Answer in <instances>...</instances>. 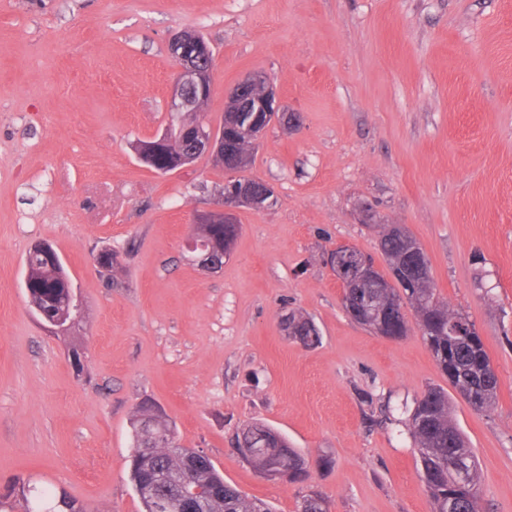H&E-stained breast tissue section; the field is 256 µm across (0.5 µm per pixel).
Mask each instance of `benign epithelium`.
<instances>
[{
	"label": "benign epithelium",
	"mask_w": 512,
	"mask_h": 512,
	"mask_svg": "<svg viewBox=\"0 0 512 512\" xmlns=\"http://www.w3.org/2000/svg\"><path fill=\"white\" fill-rule=\"evenodd\" d=\"M211 51L210 43L196 35L188 38L179 33L169 41V53L176 65V75L167 103L171 122L161 135L150 141L138 156L148 166L157 167V156L167 151L176 139L190 140V148L159 169L161 173L179 170L195 161L204 153L217 158H227V140L224 127L216 128L205 121H196L190 125L183 124V116L189 112L200 111V105L213 94L212 69L206 64ZM224 109L240 113L243 131L253 139H259L269 124L282 117L285 124L290 123L284 114L274 86L266 76L254 73L241 80L229 93L224 102ZM249 158L240 155L234 165L225 168L230 178L224 184V193L216 208L198 216L197 221L208 224H233L235 211L240 207L264 208L274 199V190L257 193L253 190L245 170ZM186 248L200 256L203 265L209 269L221 267V260L207 245L190 235ZM327 261L340 282L343 293L357 288L375 278L378 268L371 263L356 247L339 244L331 249Z\"/></svg>",
	"instance_id": "7a95c632"
}]
</instances>
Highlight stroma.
<instances>
[{"instance_id": "obj_1", "label": "stroma", "mask_w": 512, "mask_h": 512, "mask_svg": "<svg viewBox=\"0 0 512 512\" xmlns=\"http://www.w3.org/2000/svg\"><path fill=\"white\" fill-rule=\"evenodd\" d=\"M181 31L214 49L212 126L254 72L298 124L260 139L247 174L275 198L237 211L218 270L185 237L224 168L205 153L160 174L135 153L168 124ZM362 202L406 227L440 299L479 331L497 400L453 398L452 416L484 512H512V0H0V495L31 481L87 512H142L129 430L151 401L273 512H299L311 489L329 512H432L406 421L448 379L418 327L391 340L355 322L325 262L349 244L386 270ZM38 243L84 307L64 330L24 293ZM106 248L110 272L94 262ZM290 312L318 342L285 336ZM255 421L312 460L308 481L238 458L231 441Z\"/></svg>"}]
</instances>
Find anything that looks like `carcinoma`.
<instances>
[{
	"instance_id": "obj_1",
	"label": "carcinoma",
	"mask_w": 512,
	"mask_h": 512,
	"mask_svg": "<svg viewBox=\"0 0 512 512\" xmlns=\"http://www.w3.org/2000/svg\"><path fill=\"white\" fill-rule=\"evenodd\" d=\"M238 230L237 224H197L194 227L196 235L211 243L217 254L224 251V242L233 240ZM380 250L390 272H395L398 264H406L405 278L390 283L379 276V281L359 289L346 311L359 323L367 316L375 318L382 335L398 339L409 331L408 321L393 315L395 298L404 297L415 311L424 341L459 397L477 411L492 408L499 378L482 338H448V324L466 315L448 309L436 295L423 249L404 228L385 224ZM25 267L31 301L45 317L67 323L72 283L61 257L49 261L30 251ZM153 409L154 406L143 403L131 419L129 476L144 512H156L159 506L179 508L178 494L184 482L202 488L203 512H272L265 502L250 499L224 482V476L209 457L180 446L172 423L163 413L147 418ZM407 427L417 447L433 512H448L450 498L457 502L459 512H482L478 462L450 415L448 394L440 389L425 392L409 415ZM241 435L257 452V461L263 462L264 448L273 430L255 423L243 429ZM461 453L468 456L470 463L465 489L448 484V474ZM277 457L288 468V482L302 481L308 475L310 462L296 449L287 447L278 451ZM12 496H19L25 502L24 512H65L67 509L86 512L65 490L55 487L40 491L38 486L23 482L12 489Z\"/></svg>"
}]
</instances>
